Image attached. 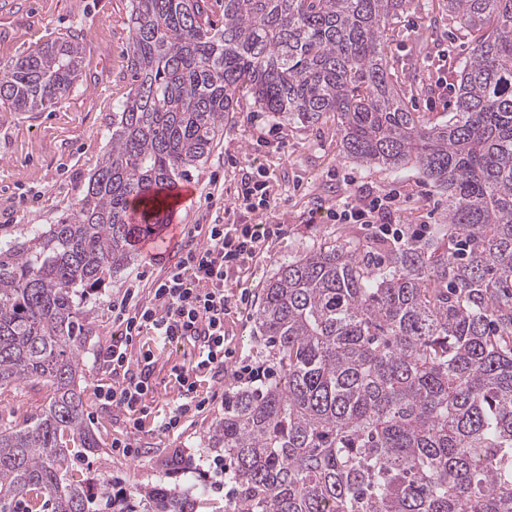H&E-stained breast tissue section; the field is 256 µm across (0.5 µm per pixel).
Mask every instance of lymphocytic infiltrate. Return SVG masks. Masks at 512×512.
I'll list each match as a JSON object with an SVG mask.
<instances>
[{
  "instance_id": "1",
  "label": "lymphocytic infiltrate",
  "mask_w": 512,
  "mask_h": 512,
  "mask_svg": "<svg viewBox=\"0 0 512 512\" xmlns=\"http://www.w3.org/2000/svg\"><path fill=\"white\" fill-rule=\"evenodd\" d=\"M391 203V196H378L366 207L350 205L334 212L332 218L339 224L375 222L383 234L393 236L397 230L387 221ZM271 208L263 181H249L233 206L240 215L238 221L228 224L218 215L212 223L183 228L176 261L151 281L148 293L129 289L121 299L113 301L112 321L120 334L95 355L112 375L111 383L99 391L105 401L132 414L144 411V398L150 389L149 367L133 361L128 349L133 340L147 333L163 346L185 339L198 346L193 362L173 369L186 399L164 416L160 429L177 433L203 409L205 402L197 395L198 374L204 369H223L228 353L224 320L233 309L251 299L245 290L238 298H231L226 283L254 260L266 240L288 232L284 224L252 223V216Z\"/></svg>"
}]
</instances>
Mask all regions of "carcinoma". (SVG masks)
<instances>
[{"mask_svg":"<svg viewBox=\"0 0 512 512\" xmlns=\"http://www.w3.org/2000/svg\"><path fill=\"white\" fill-rule=\"evenodd\" d=\"M411 0H132L135 85L75 208L0 224V396L44 401L0 425V512H99L76 460L85 421L83 301L166 223L169 192L248 92L263 112L336 113L346 155L411 168L448 195L427 238L349 241L282 262L252 318L269 372L224 391L209 447L213 512H512V0H447L471 45L448 60L455 109L413 112L387 49ZM84 58L68 33L0 66V105L43 112ZM48 501H42L44 496ZM146 512H200L207 488L159 483Z\"/></svg>","mask_w":512,"mask_h":512,"instance_id":"cac0c4a2","label":"carcinoma"}]
</instances>
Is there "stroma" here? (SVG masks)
<instances>
[{
    "label": "stroma",
    "instance_id": "1",
    "mask_svg": "<svg viewBox=\"0 0 512 512\" xmlns=\"http://www.w3.org/2000/svg\"><path fill=\"white\" fill-rule=\"evenodd\" d=\"M445 0H412L402 15V35L391 46L398 75L416 87L410 99L414 111L433 119H447L455 99L441 83L443 72L436 53L451 48L456 58L470 51L458 24L449 19ZM132 0H0V65L28 54L36 45L77 30L86 41L82 72L67 99L43 112H13L0 108V224H50L80 198L84 184L107 148L112 110L134 84L126 68L130 46ZM262 171L275 202L264 214L267 222L288 227L285 236L267 241L253 262L236 273L227 290L259 294L277 265L309 249L348 239H369L367 224H336L311 219L312 210L361 205L390 193L397 205L392 223L407 230H432L444 223L447 202L417 171L366 168L346 158L336 127L335 113L316 123L288 120L256 108L249 93H241L237 110L224 124L218 147L188 179L195 195L168 223H209L210 197L232 206L247 173ZM174 253L140 250L131 269L114 275L100 300L86 307L84 339L85 417L99 439L97 454L76 462L78 474L93 479L95 494L117 493L131 485L175 482L164 467L173 454L184 460V473L202 479L207 469L208 437L213 423L224 415V391L230 379L210 371L198 376V393L209 400L206 408L186 423L181 435L158 430L161 418L180 402L183 391L171 373L173 366L192 361L191 342L159 346L153 336H140L131 347L133 358L153 356L152 389L140 427L132 415L105 403L99 385L109 377L95 362L97 349L112 342L111 305L141 279H154L174 261ZM224 331L231 351L226 367L261 364L250 310L229 315ZM130 441L138 455L124 456L112 449L113 440Z\"/></svg>",
    "mask_w": 512,
    "mask_h": 512
}]
</instances>
